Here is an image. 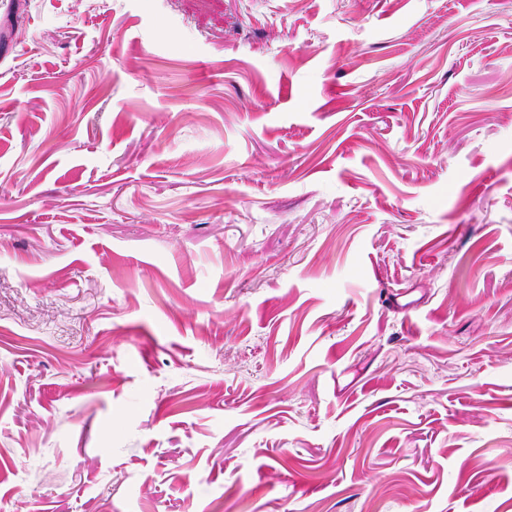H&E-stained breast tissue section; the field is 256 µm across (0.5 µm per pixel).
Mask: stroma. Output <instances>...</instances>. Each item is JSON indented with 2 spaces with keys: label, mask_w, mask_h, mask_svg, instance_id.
I'll list each match as a JSON object with an SVG mask.
<instances>
[{
  "label": "stroma",
  "mask_w": 512,
  "mask_h": 512,
  "mask_svg": "<svg viewBox=\"0 0 512 512\" xmlns=\"http://www.w3.org/2000/svg\"><path fill=\"white\" fill-rule=\"evenodd\" d=\"M0 23V503L512 512V0Z\"/></svg>",
  "instance_id": "35a3bbf8"
}]
</instances>
